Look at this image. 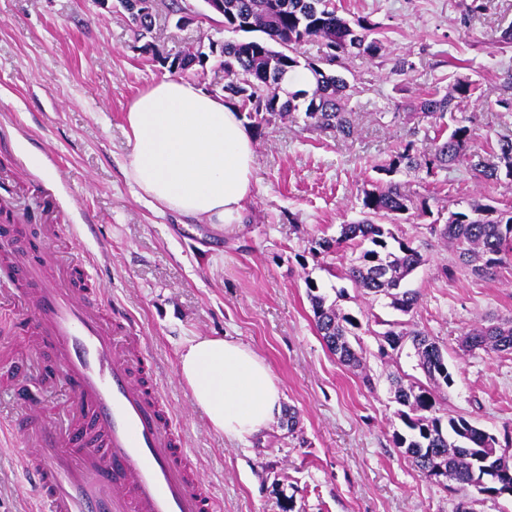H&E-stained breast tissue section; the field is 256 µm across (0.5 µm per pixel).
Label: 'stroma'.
I'll return each mask as SVG.
<instances>
[{"mask_svg":"<svg viewBox=\"0 0 512 512\" xmlns=\"http://www.w3.org/2000/svg\"><path fill=\"white\" fill-rule=\"evenodd\" d=\"M157 0L155 42L174 54L194 45L238 40L221 17L188 26ZM462 0H336L340 14L380 23L381 56L356 58L344 76L356 132L347 140L273 118L253 130L257 182L233 230L155 209L126 175L125 113L132 99L169 71L141 54L123 12L99 0H0V203L35 232L65 231L69 267L88 266L113 303L136 322L156 362L158 381L181 420L186 446L220 512H454L456 500L426 478L393 443L403 430L389 377L423 379L411 348L380 356L383 321L399 319L387 299L357 295L336 278L351 251L312 252L313 239L337 236L361 219L374 164L396 148H421L437 122L416 107L432 89L467 76L483 88L457 119L478 139L512 136V112L498 106L512 45V0H487L464 17ZM407 63L394 69L396 60ZM410 195L428 198L430 215L397 225L428 261L409 285L420 293L414 320L447 350L455 383L437 398L442 416H464L496 435L512 432V354L464 352L463 333L484 320L512 317V264L494 275L445 276L456 263L431 235L450 211L474 201L512 204V185L488 187L466 173L401 175ZM362 324L364 372L348 370L318 335L307 282ZM337 297V296H336ZM26 310L0 305V408L16 388L63 412L70 397L30 366L11 371L5 352L22 354L16 336ZM196 336L250 346L275 374L285 417L260 435L231 441L213 431L178 378V356ZM0 429V512H41L18 466L19 450Z\"/></svg>","mask_w":512,"mask_h":512,"instance_id":"1","label":"stroma"}]
</instances>
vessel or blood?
Listing matches in <instances>:
<instances>
[{
	"instance_id": "1",
	"label": "vessel or blood",
	"mask_w": 512,
	"mask_h": 512,
	"mask_svg": "<svg viewBox=\"0 0 512 512\" xmlns=\"http://www.w3.org/2000/svg\"><path fill=\"white\" fill-rule=\"evenodd\" d=\"M0 255L28 309V343L50 351L49 371L76 398L63 433L19 407L8 419L35 446L20 466L44 512H218L130 316L57 274L52 243Z\"/></svg>"
}]
</instances>
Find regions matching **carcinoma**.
I'll return each mask as SVG.
<instances>
[{"mask_svg":"<svg viewBox=\"0 0 512 512\" xmlns=\"http://www.w3.org/2000/svg\"><path fill=\"white\" fill-rule=\"evenodd\" d=\"M153 14L142 15L135 24L137 38L152 60L165 63L164 53L153 41ZM224 28L260 36L227 41L220 46L219 68L224 72V92L236 100L239 112L259 127L273 116L287 117L304 106L306 123L331 130L348 139L355 133L354 113L347 109L346 81L333 70L346 67L352 57H378L384 49L379 24L367 18L351 21L338 14L334 0H224ZM317 39L324 47L321 63H301L296 47ZM181 72L192 64H203L206 54L189 47L180 52ZM308 70L314 79L308 89L284 88L287 75ZM479 96V85L458 78L448 92L434 89L418 101L420 111L443 119L459 110L461 103ZM463 167L483 182L496 185L512 181V137L475 143L472 129L457 123L453 129L440 125L431 142L417 153L408 143L377 166L383 175L364 191V218L341 225L336 238L314 240L325 253L350 247L359 251L342 274L352 286L366 295L390 299V307L408 315L419 302V292L406 286L409 276L426 264L427 256L385 227L428 213V201H414L402 190L395 176L403 171L425 172L434 177L442 171ZM432 232L458 254L462 265L475 276L486 277L512 260V206L474 202L465 211L448 214V222L433 226ZM397 243L392 247L390 242ZM314 321L318 334L339 361L351 368L362 366L360 354L351 342L359 321L339 308L337 301L316 292L308 282ZM389 325L383 333L388 346L400 350L411 344L418 367L429 385L392 378L394 399L402 406L398 415L406 431L393 433L396 447L404 449L411 464L425 477L456 494L461 493L455 512H470L464 494L474 489L487 498H499L502 487L512 488V461L501 463L498 441L493 433L463 416L447 419L437 415L435 392L454 384L443 348L426 332L406 322L380 321ZM462 344L469 350L487 353H512V318L496 324L474 327L464 334Z\"/></svg>","mask_w":512,"mask_h":512,"instance_id":"1","label":"carcinoma"}]
</instances>
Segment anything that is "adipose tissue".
Masks as SVG:
<instances>
[{"instance_id": "adipose-tissue-1", "label": "adipose tissue", "mask_w": 512, "mask_h": 512, "mask_svg": "<svg viewBox=\"0 0 512 512\" xmlns=\"http://www.w3.org/2000/svg\"><path fill=\"white\" fill-rule=\"evenodd\" d=\"M126 175L158 209L224 229L253 195L255 153L234 105L183 78H165L131 101ZM178 376L215 432L232 440L260 435L281 413L282 392L267 362L224 337L191 339Z\"/></svg>"}]
</instances>
